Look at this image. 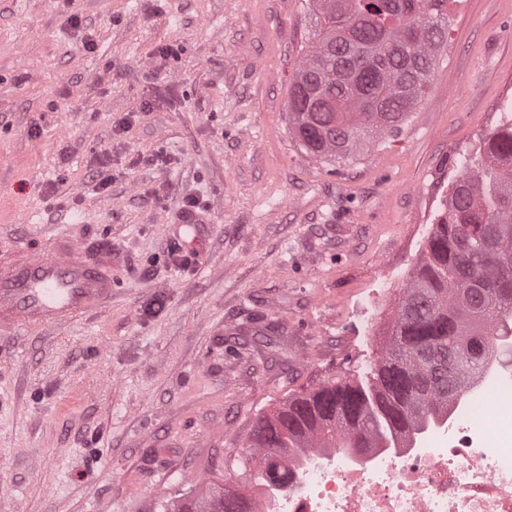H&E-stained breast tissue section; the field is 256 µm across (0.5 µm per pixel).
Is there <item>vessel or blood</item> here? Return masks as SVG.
Wrapping results in <instances>:
<instances>
[{
	"label": "vessel or blood",
	"mask_w": 512,
	"mask_h": 512,
	"mask_svg": "<svg viewBox=\"0 0 512 512\" xmlns=\"http://www.w3.org/2000/svg\"><path fill=\"white\" fill-rule=\"evenodd\" d=\"M111 247L59 235L0 253V339L73 323L112 300Z\"/></svg>",
	"instance_id": "obj_1"
}]
</instances>
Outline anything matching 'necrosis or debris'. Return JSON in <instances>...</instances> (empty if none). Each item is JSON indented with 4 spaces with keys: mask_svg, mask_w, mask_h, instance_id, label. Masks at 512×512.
I'll return each instance as SVG.
<instances>
[{
    "mask_svg": "<svg viewBox=\"0 0 512 512\" xmlns=\"http://www.w3.org/2000/svg\"><path fill=\"white\" fill-rule=\"evenodd\" d=\"M270 512H512V364L486 363L409 448L309 453Z\"/></svg>",
    "mask_w": 512,
    "mask_h": 512,
    "instance_id": "1",
    "label": "necrosis or debris"
}]
</instances>
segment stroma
I'll return each instance as SVG.
<instances>
[{
	"label": "stroma",
	"instance_id": "obj_1",
	"mask_svg": "<svg viewBox=\"0 0 512 512\" xmlns=\"http://www.w3.org/2000/svg\"><path fill=\"white\" fill-rule=\"evenodd\" d=\"M446 11L398 131L321 159L288 116L309 0H0V250L117 253L110 306L0 341L5 512H178L241 480L260 418L365 380L463 160L512 120V0Z\"/></svg>",
	"mask_w": 512,
	"mask_h": 512
}]
</instances>
